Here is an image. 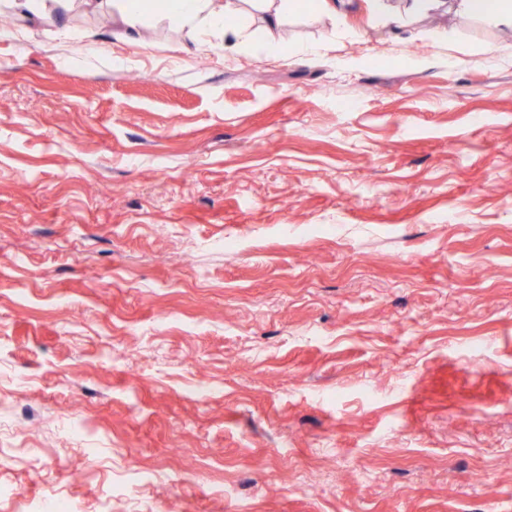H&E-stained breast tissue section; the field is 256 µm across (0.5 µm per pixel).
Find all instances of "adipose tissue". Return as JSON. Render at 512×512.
Here are the masks:
<instances>
[{"label": "adipose tissue", "instance_id": "obj_1", "mask_svg": "<svg viewBox=\"0 0 512 512\" xmlns=\"http://www.w3.org/2000/svg\"><path fill=\"white\" fill-rule=\"evenodd\" d=\"M241 0H167L164 9L174 17L194 46H201L206 38L242 39L245 29L231 26L227 17L240 13ZM115 21L123 27L127 41L141 44L145 41L147 20L154 4L152 0H114ZM448 7L455 12L472 16L488 17L495 22L512 26V0H377L378 10L386 15L404 14L419 18Z\"/></svg>", "mask_w": 512, "mask_h": 512}]
</instances>
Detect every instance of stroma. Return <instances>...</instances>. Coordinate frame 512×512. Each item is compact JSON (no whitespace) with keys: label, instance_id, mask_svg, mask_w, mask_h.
<instances>
[{"label":"stroma","instance_id":"obj_1","mask_svg":"<svg viewBox=\"0 0 512 512\" xmlns=\"http://www.w3.org/2000/svg\"><path fill=\"white\" fill-rule=\"evenodd\" d=\"M241 8L0 29V512H512V27ZM164 2V11L174 17L183 28L195 49L205 42L207 37H220L221 50L229 48L227 38L241 40L245 36L242 26H230L225 19L240 13L243 0H169Z\"/></svg>","mask_w":512,"mask_h":512}]
</instances>
